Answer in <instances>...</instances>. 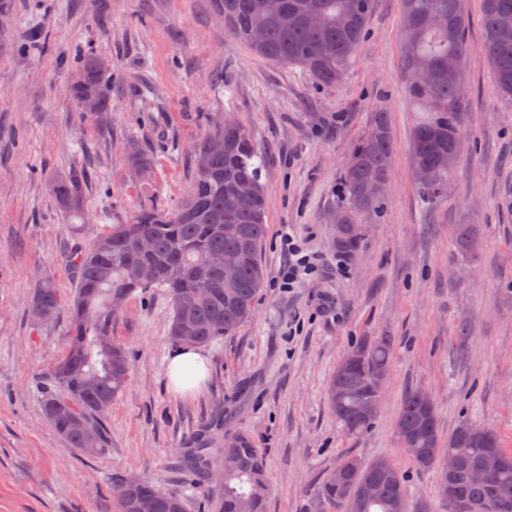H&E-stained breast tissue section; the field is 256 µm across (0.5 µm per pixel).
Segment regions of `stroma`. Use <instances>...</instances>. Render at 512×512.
<instances>
[{"label": "stroma", "mask_w": 512, "mask_h": 512, "mask_svg": "<svg viewBox=\"0 0 512 512\" xmlns=\"http://www.w3.org/2000/svg\"><path fill=\"white\" fill-rule=\"evenodd\" d=\"M467 11L461 154L447 201L429 207L408 165L419 112L404 93L401 0H374L360 52L333 88L255 54L212 0H15L0 31V512H116L115 481L130 476L182 490L186 512H219L214 484L180 461L198 439L220 448L240 432L266 458V512H321L320 478L349 455L391 458L407 476V512H438L436 473L414 469L395 432L414 388L434 399L441 434L471 422L512 453V99L497 93L478 49L481 0H467ZM79 46L112 61L115 110L91 120L66 93ZM380 108L394 137L391 192L349 257L336 249L331 214L352 145ZM227 114L266 155L257 313L205 345L209 380L183 396L167 373V298L127 300L113 334L131 380L106 420L107 454L80 455L39 405L44 376L66 350L68 309L35 325L30 297L44 277L70 295L69 248L91 247L106 224L135 215L143 192L125 161L129 140L151 155L154 199L171 208L190 182L193 145ZM89 154L101 177L80 182L88 221L76 239L49 182L79 171ZM463 216L480 231L473 259L452 244ZM288 228L333 264L289 294L274 286ZM367 336L391 337V374L376 423L354 438L326 389L342 355Z\"/></svg>", "instance_id": "1"}]
</instances>
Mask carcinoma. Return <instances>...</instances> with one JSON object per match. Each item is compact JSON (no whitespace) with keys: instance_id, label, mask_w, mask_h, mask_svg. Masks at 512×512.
Returning <instances> with one entry per match:
<instances>
[{"instance_id":"obj_1","label":"carcinoma","mask_w":512,"mask_h":512,"mask_svg":"<svg viewBox=\"0 0 512 512\" xmlns=\"http://www.w3.org/2000/svg\"><path fill=\"white\" fill-rule=\"evenodd\" d=\"M224 27L245 41L258 55L297 66L318 84L340 83L356 58L365 35L372 0H215ZM441 12L455 29L431 25V14ZM483 42L500 95L512 98V0H483ZM468 18L465 0H403L401 40L403 67L410 74L429 75L426 82L406 83L409 96L427 117L412 133L409 164L426 167L432 183H416L420 198L436 206L448 198L461 146L460 96L457 73H465L470 51L466 40ZM68 90L77 106L87 98L99 110L112 111V71L99 67V56L83 50L73 60ZM224 143L221 150L211 143ZM193 177L175 207L142 206L133 220L111 224L84 249L78 245L67 256L77 279L68 301L70 337L64 355L48 372L41 409L52 428L82 455L94 457L108 446L106 418L112 404L125 391L130 364L125 348L112 337V322L123 303L137 291L162 288L171 301L168 336L181 345H204L236 333L256 314L265 285L261 251L267 236V197L261 182L265 157L247 131L226 127L220 121L193 148ZM393 137L387 114L377 110L367 130L356 140L341 176L335 224H364L383 211L384 197H370L367 185L376 177L389 179ZM129 169L141 181L146 195L153 194L152 159L142 149L126 153ZM74 173L55 179L51 192L59 207L73 220H83L84 202ZM252 184L253 194L238 193L239 183ZM476 225L466 219L454 225L453 240L459 253L473 258L478 250L472 239ZM147 239L150 247L140 248ZM365 238L336 239L337 249L355 256ZM216 255L229 256L239 266L234 285L224 284V273L212 265ZM61 304L54 282L44 279L29 301L36 324L51 320ZM391 342L386 336L363 340L336 365L327 389V402L344 431L359 436L378 417L383 397L376 383L390 373ZM341 393V403L334 395ZM420 390L404 396L400 421L410 428L413 444H401L406 457L420 471L438 470L437 407L425 413L419 404ZM448 448L461 456L455 477L456 490L469 500H494L512 512V465L495 473L486 485L468 481V472L479 465L486 451L500 448L496 433L486 430L485 439L469 442L459 430L448 434ZM225 466L224 485L218 488L220 512H265L267 465L262 449L246 433L224 440L213 448L201 440L183 455L185 466L208 475L215 455ZM382 459L364 464L338 481L336 469L326 472L317 497L327 512H406V475L394 462L393 472L379 469ZM370 480L371 498L360 491ZM117 512H186L185 496L178 489L163 490L151 481L122 478L118 482Z\"/></svg>"}]
</instances>
